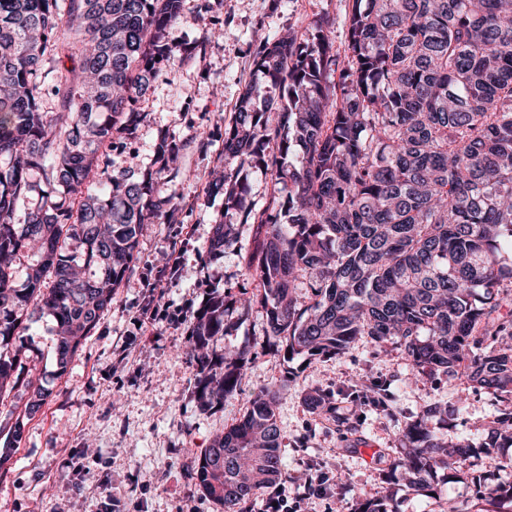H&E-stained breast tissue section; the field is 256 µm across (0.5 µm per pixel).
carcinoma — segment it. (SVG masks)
Instances as JSON below:
<instances>
[{"instance_id":"carcinoma-1","label":"carcinoma","mask_w":512,"mask_h":512,"mask_svg":"<svg viewBox=\"0 0 512 512\" xmlns=\"http://www.w3.org/2000/svg\"><path fill=\"white\" fill-rule=\"evenodd\" d=\"M184 0H0V398L26 396L24 418L50 394L22 336L34 314L58 333L56 375L112 305L143 227L173 208L172 142L153 146L141 176L109 169L117 133L144 118L139 103L173 56L169 29ZM333 21L260 41L254 70L278 91L276 119L245 87L224 129V174L210 191L265 227L251 255L252 291L209 295L191 322L190 362L200 406L240 390L253 353L217 357L209 343L233 312L265 317L269 346L316 360L361 337L398 345L418 380L461 375L501 407L479 446L429 419L404 423L393 468L419 492L448 469L496 454L509 476L479 485L477 501L512 512V0H352L347 44ZM271 176L259 212L248 172ZM236 242L212 229L214 256ZM392 412L388 386L362 380ZM277 391L256 395L193 471L220 512H247L262 488L287 481ZM347 512H396L393 498L357 497Z\"/></svg>"}]
</instances>
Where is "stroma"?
<instances>
[{
    "instance_id": "1",
    "label": "stroma",
    "mask_w": 512,
    "mask_h": 512,
    "mask_svg": "<svg viewBox=\"0 0 512 512\" xmlns=\"http://www.w3.org/2000/svg\"><path fill=\"white\" fill-rule=\"evenodd\" d=\"M214 13L199 11L200 0H184L183 14L169 31L177 47L155 87L141 103L145 119L135 140L112 150L114 167L129 160L147 165L160 132L180 146L173 210L149 225L138 257L116 288L111 307L88 336L63 378L55 376L51 351L55 322L38 317L24 339L36 353L37 375L51 394L28 421L10 461L0 466V512H218L197 491L191 473L205 448L224 428L237 423L260 391L279 392L277 421L284 444L289 490L314 469L346 474L341 495L375 498L391 495L397 512H437L440 498L474 504L476 489L438 470L434 494L414 491L403 481L385 480L386 450H399L405 417L435 403H455L461 381L438 377L414 381L396 348L379 352L358 340L339 357L313 363L273 352L259 311L236 317L229 335L215 337V354L250 347L255 359L241 390L222 405L202 408L187 351L190 328L159 323L137 327L143 307L172 306L196 313L212 291L243 286L242 273L264 231L225 211L224 199L205 185L224 151V127L234 105L253 86L257 101L274 92L253 69L261 38L291 28L304 32L321 12L334 24V43L345 39L349 0H214ZM239 227L235 247L209 253L215 221ZM182 245L180 270L165 282L155 271L169 262L172 242ZM390 382L397 407L389 415L372 404H352L341 395L352 380ZM323 393L338 399L346 421L325 418L310 408ZM464 408L448 418H432L431 428L452 439L479 443L497 402L486 391L469 392Z\"/></svg>"
}]
</instances>
